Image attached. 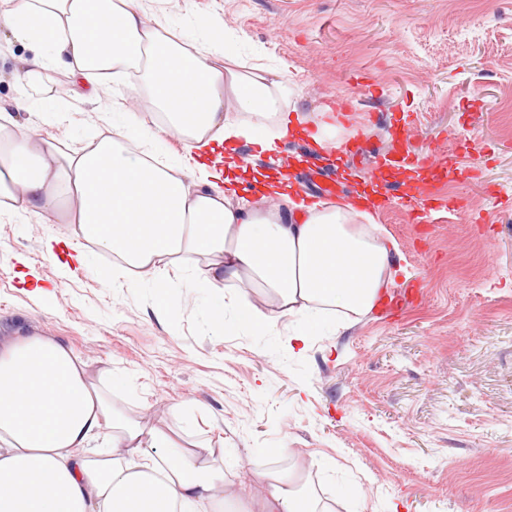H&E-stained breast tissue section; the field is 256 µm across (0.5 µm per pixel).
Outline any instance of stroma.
<instances>
[{
	"label": "stroma",
	"mask_w": 512,
	"mask_h": 512,
	"mask_svg": "<svg viewBox=\"0 0 512 512\" xmlns=\"http://www.w3.org/2000/svg\"><path fill=\"white\" fill-rule=\"evenodd\" d=\"M174 30L204 36L224 21L245 68L287 81L285 110L342 117V160L308 139L297 193L375 183L371 214L397 249L400 273L381 305L339 315L305 349L288 318L241 325L223 291L188 273L165 290L107 280L103 250L65 224L0 222V336L43 329L91 371L110 369L112 401L163 430L224 445V473L247 499L257 473L281 468L273 449L302 453L327 512H512V0H140ZM26 45L0 33V101L23 89ZM59 137L77 144L111 103L146 98L133 75ZM424 153L426 168L396 164ZM414 207L407 187L435 180ZM224 310V330L209 323Z\"/></svg>",
	"instance_id": "1"
}]
</instances>
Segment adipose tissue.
Returning <instances> with one entry per match:
<instances>
[{"label":"adipose tissue","mask_w":512,"mask_h":512,"mask_svg":"<svg viewBox=\"0 0 512 512\" xmlns=\"http://www.w3.org/2000/svg\"><path fill=\"white\" fill-rule=\"evenodd\" d=\"M0 24L32 46L15 76L46 87L68 77L46 130L14 120L35 109L22 96L0 107V221L55 214L71 235L112 248L114 274L159 281L185 259L203 264L200 288L227 289L241 324L288 316L289 345L324 325V308L365 314L393 283V239L374 233L367 193L327 202L295 199L278 185L254 202L219 186L204 160L212 145L244 139L275 153L290 129L311 125L314 148H339L337 128L281 111L291 91L269 71L244 72L222 42L173 33L136 0H0ZM143 72L150 113L119 104L116 121L77 149L56 131L97 101L108 76ZM186 154L148 162L126 140L152 130ZM80 354L39 330L0 342V512H223L240 495L224 476V448L140 422L115 408ZM300 473L259 475L267 512H319Z\"/></svg>","instance_id":"obj_1"}]
</instances>
